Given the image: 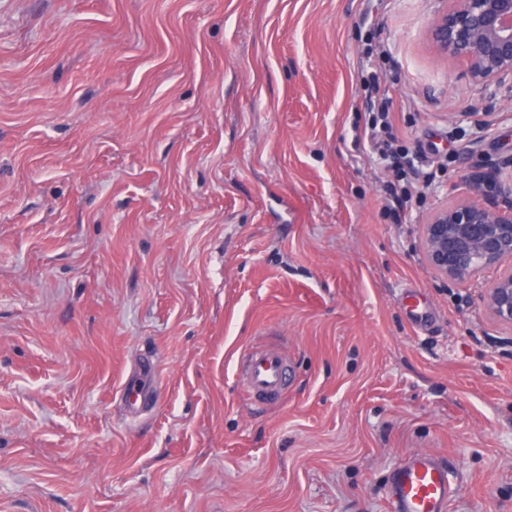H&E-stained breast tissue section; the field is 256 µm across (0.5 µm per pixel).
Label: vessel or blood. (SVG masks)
<instances>
[{"label":"vessel or blood","instance_id":"b4317fda","mask_svg":"<svg viewBox=\"0 0 512 512\" xmlns=\"http://www.w3.org/2000/svg\"><path fill=\"white\" fill-rule=\"evenodd\" d=\"M237 376L247 395L256 401L279 400L288 387V365L283 353L267 346L244 350ZM454 490L450 463L423 454L402 461L387 484L391 512H448Z\"/></svg>","mask_w":512,"mask_h":512}]
</instances>
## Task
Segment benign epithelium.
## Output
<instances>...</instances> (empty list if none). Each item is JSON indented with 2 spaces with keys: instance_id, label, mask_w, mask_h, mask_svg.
I'll return each instance as SVG.
<instances>
[{
  "instance_id": "1",
  "label": "benign epithelium",
  "mask_w": 512,
  "mask_h": 512,
  "mask_svg": "<svg viewBox=\"0 0 512 512\" xmlns=\"http://www.w3.org/2000/svg\"><path fill=\"white\" fill-rule=\"evenodd\" d=\"M430 23L435 52L463 59L485 87L512 79V0H450ZM498 192L512 197V179L484 175L469 194L434 210L421 224L428 265L446 281L462 282L485 268L500 274L487 289L486 306L497 320L512 324V205L504 211L473 196Z\"/></svg>"
}]
</instances>
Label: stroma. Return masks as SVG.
I'll use <instances>...</instances> for the list:
<instances>
[{
  "mask_svg": "<svg viewBox=\"0 0 512 512\" xmlns=\"http://www.w3.org/2000/svg\"><path fill=\"white\" fill-rule=\"evenodd\" d=\"M441 7L0 0V512H389L417 452L449 512H512L497 271L437 278L419 231L512 170V82L475 127ZM373 70L433 175L405 224L358 136ZM255 344L288 357L277 403L237 385Z\"/></svg>",
  "mask_w": 512,
  "mask_h": 512,
  "instance_id": "1",
  "label": "stroma"
}]
</instances>
